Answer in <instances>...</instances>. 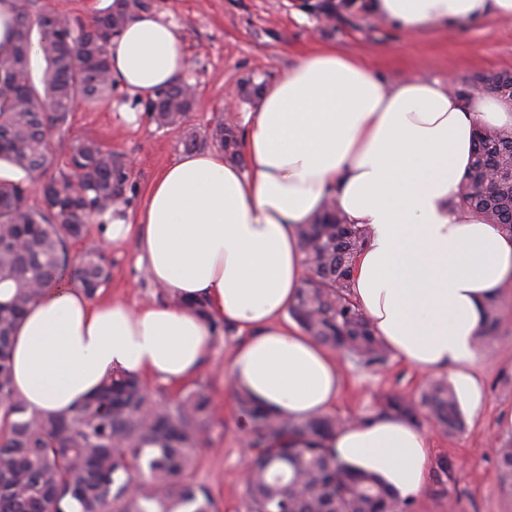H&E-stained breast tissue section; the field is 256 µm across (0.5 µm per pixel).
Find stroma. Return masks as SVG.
<instances>
[{
	"instance_id": "obj_1",
	"label": "stroma",
	"mask_w": 512,
	"mask_h": 512,
	"mask_svg": "<svg viewBox=\"0 0 512 512\" xmlns=\"http://www.w3.org/2000/svg\"><path fill=\"white\" fill-rule=\"evenodd\" d=\"M317 2L155 0V11L177 28L186 47L188 66L182 80L196 90L188 118L178 127L157 126L141 101L115 88L109 100L77 105L64 131L54 133L55 169L64 168L70 143L77 138L96 140L121 154L135 185L132 202L122 212L136 216L154 177L183 155L187 134L205 137L215 115L223 111L243 121L255 99L240 94L236 105L226 108L229 90L239 91L247 81L272 82L320 45L361 56L391 81L409 73L454 77L457 90L469 96L482 93L480 76L512 72V17L409 36L375 18L365 0H356L353 11L334 19L318 11ZM123 112L136 113L137 121L124 123L119 118ZM93 245L105 246L97 220L89 224L85 238L71 244L70 254L78 256ZM105 248L112 277L100 288V296L132 307L165 303V290L151 283L132 246ZM500 317L497 339L479 349L473 367L481 402L475 407L468 400L460 402L463 428L448 434L427 420L418 423L429 438L431 462L449 459L454 471L445 492H436L433 481H426L422 492L409 498L408 512H512V494L501 486L494 452L496 443L512 437V288L500 297ZM239 341L231 327L214 337L205 365L189 383L211 398L196 478L210 489L218 512H247L248 454L227 381L228 356ZM339 362L343 384L332 414L341 423L378 413L392 395L418 398L430 381L395 357L379 372L358 368L344 356Z\"/></svg>"
}]
</instances>
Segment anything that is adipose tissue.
I'll return each instance as SVG.
<instances>
[{
	"mask_svg": "<svg viewBox=\"0 0 512 512\" xmlns=\"http://www.w3.org/2000/svg\"><path fill=\"white\" fill-rule=\"evenodd\" d=\"M372 14L408 34L512 17V0H370ZM112 74L147 101L187 67L185 45L155 11L131 20L109 46ZM248 169L219 152H189L152 181L135 221L113 215L104 233L132 243L150 280L204 298L235 326L230 386L303 420L336 403V358L288 312L305 276L300 230L333 197L365 226L352 299L400 360L448 373L481 398L472 373L484 305L512 286V228L460 204L478 127L512 129V104L460 98L448 82L410 74L384 83L354 55L317 48L265 86L247 118ZM211 346L207 323L177 306L96 302L74 286L31 305L14 338L12 388L29 411L66 415L102 379L125 370L180 385ZM347 469L400 498L429 469L426 434L379 414L342 423L327 440Z\"/></svg>",
	"mask_w": 512,
	"mask_h": 512,
	"instance_id": "ef3b65f1",
	"label": "adipose tissue"
}]
</instances>
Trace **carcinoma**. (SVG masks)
I'll return each instance as SVG.
<instances>
[{
	"mask_svg": "<svg viewBox=\"0 0 512 512\" xmlns=\"http://www.w3.org/2000/svg\"><path fill=\"white\" fill-rule=\"evenodd\" d=\"M153 0H110L86 22L48 10L32 15L14 5L12 36L0 41V164L25 174L0 180V512H217L210 490L196 479V450L211 418L210 398L190 390L158 403L139 377L116 371L67 416L30 413L12 389V344L28 308L47 287L64 278L81 284L91 297L111 279L101 253L86 250L70 257L69 243L85 237L88 224L116 205L131 202L129 169L112 150L89 139L72 141L68 171L49 173L51 133L63 129L79 102L112 97L108 47L136 15L150 11ZM38 41H32V28ZM45 61L41 86L29 78L33 46ZM194 105L186 83L160 89L144 109L160 127L181 125ZM226 160L244 162L240 132L224 115L203 140L191 135L185 150L205 143ZM512 157V129L480 127L471 181L491 174L502 158ZM40 181L42 202H30V183ZM461 202L496 224L512 227V191L496 198L461 191ZM368 232L348 224L325 200L301 229L306 276L290 313L319 343L345 353L357 366L379 371L390 360L387 346L375 337L364 314L350 297L351 275ZM174 305L187 307L208 321L212 333L224 323L202 299L177 295ZM500 326L498 298L484 308L477 342L489 343ZM251 425L248 512H406L404 502L383 483L345 469L322 441L338 428L336 419L318 415L297 421L258 406L244 392L233 391ZM382 412L410 423L424 417L454 433L464 425L454 390L436 381L418 400L391 396ZM306 438L304 448L288 443ZM500 479L512 489V438L496 450Z\"/></svg>",
	"mask_w": 512,
	"mask_h": 512,
	"instance_id": "carcinoma-1",
	"label": "carcinoma"
}]
</instances>
